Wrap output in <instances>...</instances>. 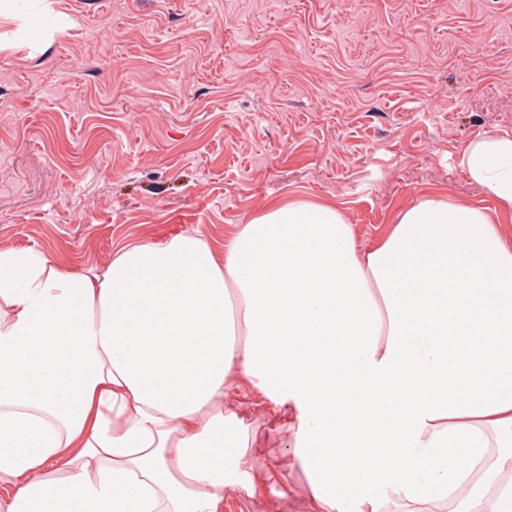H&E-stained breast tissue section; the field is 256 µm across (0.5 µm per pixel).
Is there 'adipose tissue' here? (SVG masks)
<instances>
[{
  "instance_id": "1",
  "label": "adipose tissue",
  "mask_w": 512,
  "mask_h": 512,
  "mask_svg": "<svg viewBox=\"0 0 512 512\" xmlns=\"http://www.w3.org/2000/svg\"><path fill=\"white\" fill-rule=\"evenodd\" d=\"M361 246L336 205L127 244L101 268L0 248V512H224L255 495L225 407H276L303 512H512V135Z\"/></svg>"
}]
</instances>
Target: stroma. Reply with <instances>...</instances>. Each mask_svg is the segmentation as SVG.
<instances>
[{"label":"stroma","instance_id":"35a3bbf8","mask_svg":"<svg viewBox=\"0 0 512 512\" xmlns=\"http://www.w3.org/2000/svg\"><path fill=\"white\" fill-rule=\"evenodd\" d=\"M0 105V246L100 268L289 198L366 245L426 193L491 205L458 161L512 134V0H0ZM224 403L286 454L251 382Z\"/></svg>","mask_w":512,"mask_h":512}]
</instances>
